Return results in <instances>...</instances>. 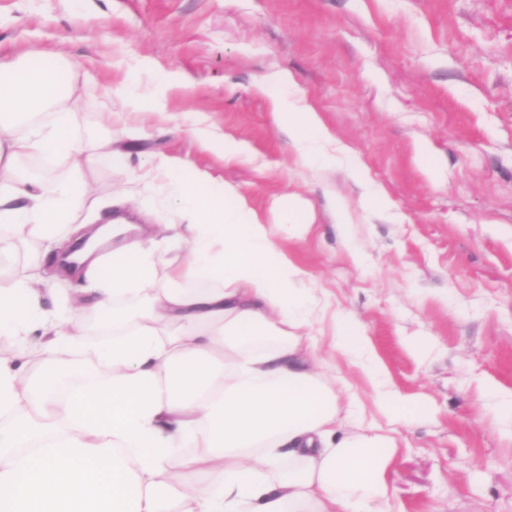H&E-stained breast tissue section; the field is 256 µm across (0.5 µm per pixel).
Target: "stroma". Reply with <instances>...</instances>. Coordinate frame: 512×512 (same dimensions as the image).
<instances>
[{
	"instance_id": "obj_1",
	"label": "stroma",
	"mask_w": 512,
	"mask_h": 512,
	"mask_svg": "<svg viewBox=\"0 0 512 512\" xmlns=\"http://www.w3.org/2000/svg\"><path fill=\"white\" fill-rule=\"evenodd\" d=\"M50 51L78 134L126 154L83 172L104 218L116 194L146 191L155 158H176L277 225L324 331L339 312L366 325L388 388L416 406L394 512H512V0H0V57ZM173 71L190 84L164 115L110 118L125 74L146 92ZM278 73L317 111L334 164L303 165L276 129L258 85ZM212 135L248 151L224 161ZM370 191L384 209L362 206ZM285 195L304 237L272 209Z\"/></svg>"
}]
</instances>
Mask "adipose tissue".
Here are the masks:
<instances>
[{"label":"adipose tissue","instance_id":"ef3b65f1","mask_svg":"<svg viewBox=\"0 0 512 512\" xmlns=\"http://www.w3.org/2000/svg\"><path fill=\"white\" fill-rule=\"evenodd\" d=\"M290 81L260 89L277 127L320 160L327 136L310 105L281 93ZM184 83L163 75L146 101L130 74L110 106L162 114ZM70 93L57 67L0 58V237L28 225L53 244L85 201L83 170L102 152L123 157L113 139L78 141ZM31 156L68 161L73 175L24 176L17 162ZM159 168L161 194L137 204L171 209L163 239L190 258L173 264L113 227L124 242L78 305L112 330L91 350L106 383L50 392V355L80 343L78 307L43 309L39 268L0 272V337L21 342L0 353V512H391L397 426L412 405L381 392L368 413L327 370L334 348L382 383L365 324L337 314L325 343L304 272L248 200L187 165ZM189 477L192 496L176 500Z\"/></svg>","mask_w":512,"mask_h":512}]
</instances>
